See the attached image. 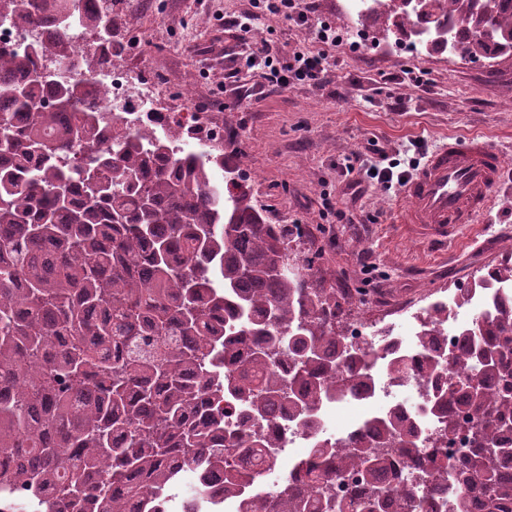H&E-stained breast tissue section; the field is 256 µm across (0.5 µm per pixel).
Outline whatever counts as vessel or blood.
Wrapping results in <instances>:
<instances>
[{"label": "vessel or blood", "instance_id": "b4317fda", "mask_svg": "<svg viewBox=\"0 0 512 512\" xmlns=\"http://www.w3.org/2000/svg\"><path fill=\"white\" fill-rule=\"evenodd\" d=\"M503 171L502 153L481 139L445 143L401 186L398 219L449 239L490 209Z\"/></svg>", "mask_w": 512, "mask_h": 512}]
</instances>
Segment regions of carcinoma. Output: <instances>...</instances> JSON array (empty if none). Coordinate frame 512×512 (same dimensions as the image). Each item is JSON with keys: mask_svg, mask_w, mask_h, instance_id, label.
I'll return each mask as SVG.
<instances>
[{"mask_svg": "<svg viewBox=\"0 0 512 512\" xmlns=\"http://www.w3.org/2000/svg\"><path fill=\"white\" fill-rule=\"evenodd\" d=\"M113 2L0 0V23L54 29L66 71L21 81L43 45L0 46V512H135L137 500L164 512L178 463L222 477L244 512H427L450 480L453 512L473 488L485 512H512V298L454 327L451 357L448 309L431 307L418 354L390 364L429 388L439 436L468 428L463 457L420 451L424 429L393 413L317 449L304 483L279 472L256 425L311 427L323 403L372 392L375 349L336 332V289L288 263V225L266 223L249 190L210 182L213 165L233 174L223 154H177L178 129L128 131L89 98L117 57L104 46L122 45ZM375 2L356 21L419 34L446 15L462 56L512 53V0ZM498 281L512 285V263L476 286ZM273 474L271 491L245 495ZM194 501L220 508L205 478Z\"/></svg>", "mask_w": 512, "mask_h": 512, "instance_id": "1", "label": "carcinoma"}]
</instances>
